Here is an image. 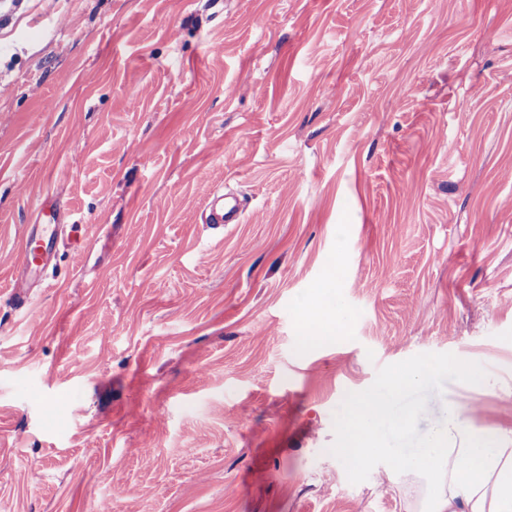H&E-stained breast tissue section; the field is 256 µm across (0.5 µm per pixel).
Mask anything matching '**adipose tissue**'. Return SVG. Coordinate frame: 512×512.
<instances>
[{
    "instance_id": "ef3b65f1",
    "label": "adipose tissue",
    "mask_w": 512,
    "mask_h": 512,
    "mask_svg": "<svg viewBox=\"0 0 512 512\" xmlns=\"http://www.w3.org/2000/svg\"><path fill=\"white\" fill-rule=\"evenodd\" d=\"M426 376V368L401 367L383 390L357 396L341 424L347 444L340 457L358 469L379 455L390 470L429 478L436 489L425 500L426 512H512V448L504 446L501 436L474 432L460 402L449 405L447 428L424 447L410 454L380 448L375 425L403 428L414 416L404 400Z\"/></svg>"
}]
</instances>
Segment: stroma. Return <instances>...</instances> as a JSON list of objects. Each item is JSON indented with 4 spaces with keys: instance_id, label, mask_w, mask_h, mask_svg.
<instances>
[{
    "instance_id": "1",
    "label": "stroma",
    "mask_w": 512,
    "mask_h": 512,
    "mask_svg": "<svg viewBox=\"0 0 512 512\" xmlns=\"http://www.w3.org/2000/svg\"><path fill=\"white\" fill-rule=\"evenodd\" d=\"M429 362L386 447L512 430V0H0V512H421L339 424ZM213 199L210 205L209 223L216 228L224 224L242 223L245 208L242 202L233 195L212 192ZM56 246L57 236L54 232L37 233L34 229L29 230L23 235L16 255L10 258L11 265L15 269L44 271L49 266ZM301 329L305 342L323 341L338 332V324L331 322L320 308H311L302 319Z\"/></svg>"
}]
</instances>
